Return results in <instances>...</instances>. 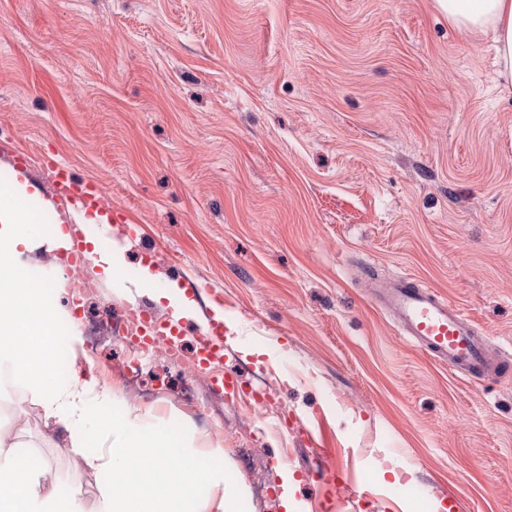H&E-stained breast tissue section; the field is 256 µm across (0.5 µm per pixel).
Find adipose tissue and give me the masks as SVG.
<instances>
[{
  "label": "adipose tissue",
  "mask_w": 512,
  "mask_h": 512,
  "mask_svg": "<svg viewBox=\"0 0 512 512\" xmlns=\"http://www.w3.org/2000/svg\"><path fill=\"white\" fill-rule=\"evenodd\" d=\"M451 26L491 34L504 85H512V0H434ZM30 181L0 183V371L21 382L55 431L71 447L95 445L89 467L112 475L96 512H242L244 484L220 448L197 453L196 437L172 420L147 416L96 378L59 381L56 334L67 331L71 357L84 353L78 327L62 308L46 305L45 286L32 273L36 249L70 250L62 225L45 224L28 205L38 197ZM140 293L167 300L174 319L192 316L193 303L178 283L158 285L150 268H140L133 283ZM201 459L200 470L172 473L175 459ZM138 470L150 479L168 473L166 482L142 493L126 476ZM0 512H83L58 495L47 464L0 438Z\"/></svg>",
  "instance_id": "1"
}]
</instances>
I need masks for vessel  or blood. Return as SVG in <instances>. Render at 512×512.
<instances>
[{
    "label": "vessel or blood",
    "instance_id": "vessel-or-blood-1",
    "mask_svg": "<svg viewBox=\"0 0 512 512\" xmlns=\"http://www.w3.org/2000/svg\"><path fill=\"white\" fill-rule=\"evenodd\" d=\"M57 197L82 210L103 212L99 189L78 180L68 166L52 170ZM372 298L376 307L391 312L406 341L435 360L447 364L471 381L504 382L512 377V360L502 348L493 347L489 336L460 310L440 300L415 278L400 276L385 283H374ZM224 358V326H211L197 350L199 366L211 367Z\"/></svg>",
    "mask_w": 512,
    "mask_h": 512
}]
</instances>
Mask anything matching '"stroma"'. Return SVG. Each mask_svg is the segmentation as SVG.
I'll list each match as a JSON object with an SVG mask.
<instances>
[{
    "label": "stroma",
    "mask_w": 512,
    "mask_h": 512,
    "mask_svg": "<svg viewBox=\"0 0 512 512\" xmlns=\"http://www.w3.org/2000/svg\"><path fill=\"white\" fill-rule=\"evenodd\" d=\"M58 163L112 209L104 232L63 215L74 241L122 247L129 271L194 302L180 356L161 347L145 364L146 395L117 374L122 338L68 371L223 448L249 512H285V471L303 512H431L452 497L512 512V382H465L413 348L369 286L412 275L512 350V88L491 36L457 31L434 0H0V179L49 200ZM34 257L81 332L172 316L89 260ZM218 310L222 369L263 401L219 399L199 375ZM195 376L192 405L178 383ZM0 433L94 512L108 473L49 442L10 381Z\"/></svg>",
    "instance_id": "1"
}]
</instances>
